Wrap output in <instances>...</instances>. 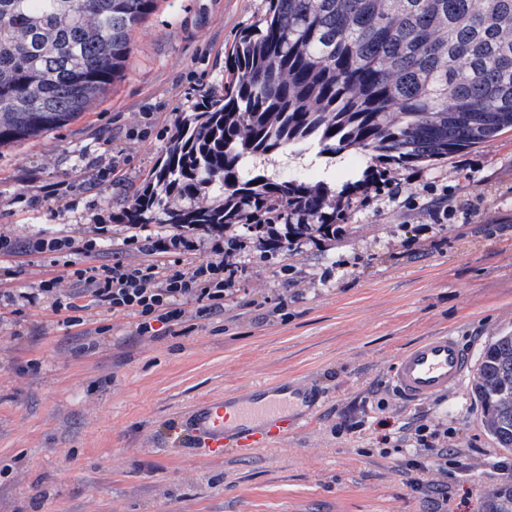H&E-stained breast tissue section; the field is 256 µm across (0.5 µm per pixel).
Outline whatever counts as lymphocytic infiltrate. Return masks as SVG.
Masks as SVG:
<instances>
[{
	"label": "lymphocytic infiltrate",
	"instance_id": "f902f5d3",
	"mask_svg": "<svg viewBox=\"0 0 512 512\" xmlns=\"http://www.w3.org/2000/svg\"><path fill=\"white\" fill-rule=\"evenodd\" d=\"M199 245V239L182 233L161 240L148 236L140 246L146 261L128 264L117 260L76 270L75 275L91 306L105 307L115 315H137V334L155 337L186 322L184 301H195L196 314L203 317L223 312L225 298L233 293L242 248L237 235L215 239L213 259L186 272L159 260L163 254L196 251Z\"/></svg>",
	"mask_w": 512,
	"mask_h": 512
}]
</instances>
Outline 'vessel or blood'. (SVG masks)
<instances>
[{
  "label": "vessel or blood",
  "instance_id": "vessel-or-blood-1",
  "mask_svg": "<svg viewBox=\"0 0 512 512\" xmlns=\"http://www.w3.org/2000/svg\"><path fill=\"white\" fill-rule=\"evenodd\" d=\"M470 364V349L449 333L430 336L408 346L390 371L394 391L409 402L448 393L459 386ZM321 393L308 382L275 379L242 395L199 403L188 418L189 430L209 448H257L288 430H299Z\"/></svg>",
  "mask_w": 512,
  "mask_h": 512
}]
</instances>
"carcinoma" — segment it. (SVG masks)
Listing matches in <instances>:
<instances>
[{
    "mask_svg": "<svg viewBox=\"0 0 512 512\" xmlns=\"http://www.w3.org/2000/svg\"><path fill=\"white\" fill-rule=\"evenodd\" d=\"M156 8L0 0V147L62 128L104 96ZM225 71L113 222L336 229L349 197L257 173L255 161L316 144L413 166L512 129V0H268ZM470 391L484 430L512 451L511 331L484 346Z\"/></svg>",
    "mask_w": 512,
    "mask_h": 512,
    "instance_id": "1",
    "label": "carcinoma"
}]
</instances>
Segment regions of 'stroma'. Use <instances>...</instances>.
<instances>
[{"mask_svg":"<svg viewBox=\"0 0 512 512\" xmlns=\"http://www.w3.org/2000/svg\"><path fill=\"white\" fill-rule=\"evenodd\" d=\"M266 0H160L132 35L106 94L65 127L0 147V512H512V452L480 423L469 383L405 402L388 386L400 352L449 332L480 353L512 330V129L447 159L393 166L378 196L357 194L339 240L273 255L246 247L220 315L184 333H136L135 316L98 307L84 328L14 297L74 270L138 263L130 235L170 224H116L190 111L226 78L240 33ZM368 155L284 149L274 178L361 179ZM67 183L65 197L48 191ZM456 209L434 223V188ZM91 251L52 249L56 239ZM290 264L291 276L281 267ZM311 380L310 423L265 448L217 454L191 445L195 405L258 382ZM447 425L450 466L412 448L419 420ZM398 438L383 445L384 434Z\"/></svg>","mask_w":512,"mask_h":512,"instance_id":"35a3bbf8","label":"stroma"}]
</instances>
